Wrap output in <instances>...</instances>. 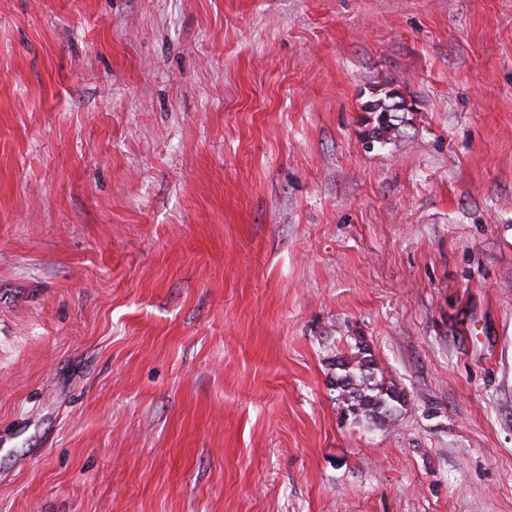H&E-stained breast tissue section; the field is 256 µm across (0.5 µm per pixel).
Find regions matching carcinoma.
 I'll return each instance as SVG.
<instances>
[{
	"label": "carcinoma",
	"mask_w": 512,
	"mask_h": 512,
	"mask_svg": "<svg viewBox=\"0 0 512 512\" xmlns=\"http://www.w3.org/2000/svg\"><path fill=\"white\" fill-rule=\"evenodd\" d=\"M333 385L343 413L356 424L382 425L404 402V394L395 384L377 377V364L364 341L356 352L336 355L331 362Z\"/></svg>",
	"instance_id": "obj_1"
}]
</instances>
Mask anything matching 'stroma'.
Here are the masks:
<instances>
[{"mask_svg":"<svg viewBox=\"0 0 512 512\" xmlns=\"http://www.w3.org/2000/svg\"><path fill=\"white\" fill-rule=\"evenodd\" d=\"M0 512H512V0H0ZM356 350L332 359L336 400L342 405L343 413L356 424L361 421L385 424L404 402V394L382 374L378 379L376 361L364 341L356 344Z\"/></svg>","mask_w":512,"mask_h":512,"instance_id":"1","label":"stroma"}]
</instances>
